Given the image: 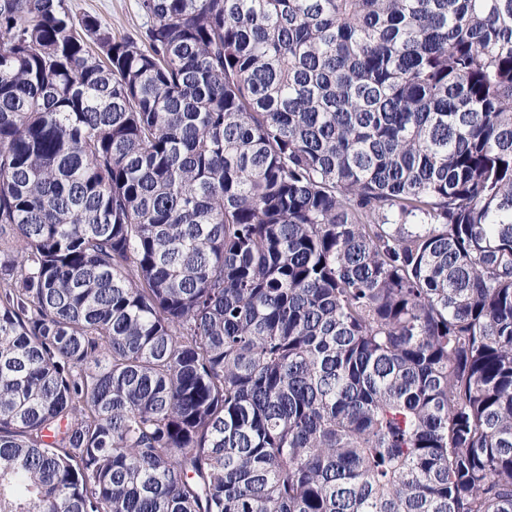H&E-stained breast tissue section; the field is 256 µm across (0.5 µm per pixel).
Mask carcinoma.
Instances as JSON below:
<instances>
[{"label": "carcinoma", "mask_w": 512, "mask_h": 512, "mask_svg": "<svg viewBox=\"0 0 512 512\" xmlns=\"http://www.w3.org/2000/svg\"><path fill=\"white\" fill-rule=\"evenodd\" d=\"M0 0V512H512V0ZM77 17L92 14L112 28L117 36L134 33L145 18L139 10V0H71Z\"/></svg>", "instance_id": "1"}]
</instances>
